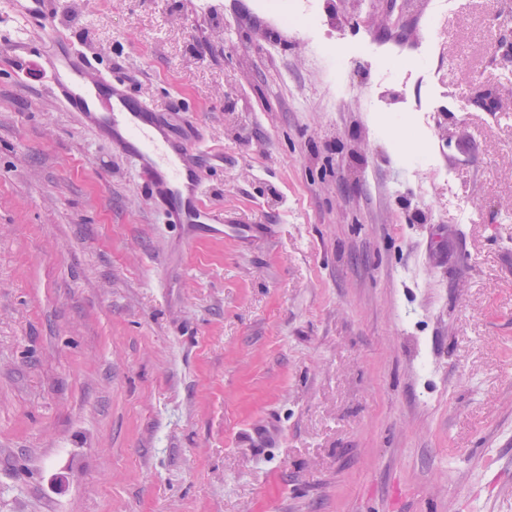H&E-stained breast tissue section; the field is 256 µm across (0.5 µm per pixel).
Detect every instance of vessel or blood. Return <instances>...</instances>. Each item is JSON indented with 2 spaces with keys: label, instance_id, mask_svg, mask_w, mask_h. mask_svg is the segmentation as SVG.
I'll return each instance as SVG.
<instances>
[{
  "label": "vessel or blood",
  "instance_id": "obj_1",
  "mask_svg": "<svg viewBox=\"0 0 512 512\" xmlns=\"http://www.w3.org/2000/svg\"><path fill=\"white\" fill-rule=\"evenodd\" d=\"M0 7L19 16L41 44L38 67L62 110L72 113L81 128L108 137L114 149L135 158L167 223L203 224L223 232V212L204 202L199 149L173 141L157 112L133 94L128 77L113 74L71 41L63 0H0Z\"/></svg>",
  "mask_w": 512,
  "mask_h": 512
}]
</instances>
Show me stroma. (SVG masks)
Instances as JSON below:
<instances>
[{
	"mask_svg": "<svg viewBox=\"0 0 512 512\" xmlns=\"http://www.w3.org/2000/svg\"><path fill=\"white\" fill-rule=\"evenodd\" d=\"M72 39L203 144L163 223L133 161L15 71L0 13V512H512V88L485 0H66ZM447 0H431L427 13L423 16L425 39L430 50L435 49L444 33L443 18L448 13ZM285 26L301 31L306 38L313 34L314 30L321 25V17L318 14L303 13L301 15L289 12L288 15L280 16Z\"/></svg>",
	"mask_w": 512,
	"mask_h": 512,
	"instance_id": "stroma-1",
	"label": "stroma"
}]
</instances>
